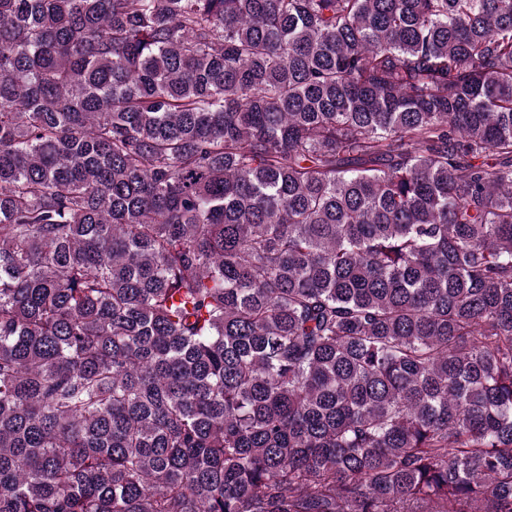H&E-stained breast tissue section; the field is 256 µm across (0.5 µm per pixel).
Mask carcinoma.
Here are the masks:
<instances>
[{
    "label": "carcinoma",
    "mask_w": 512,
    "mask_h": 512,
    "mask_svg": "<svg viewBox=\"0 0 512 512\" xmlns=\"http://www.w3.org/2000/svg\"><path fill=\"white\" fill-rule=\"evenodd\" d=\"M0 512H512V0H0Z\"/></svg>",
    "instance_id": "carcinoma-1"
}]
</instances>
